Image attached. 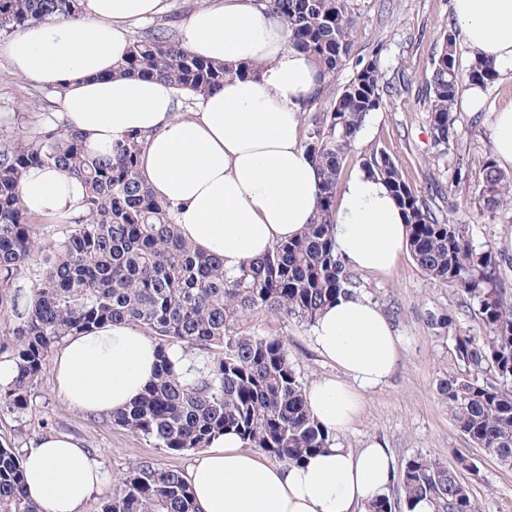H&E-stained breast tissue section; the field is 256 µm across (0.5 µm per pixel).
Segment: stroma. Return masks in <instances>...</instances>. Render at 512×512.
I'll return each mask as SVG.
<instances>
[{
    "label": "stroma",
    "instance_id": "stroma-1",
    "mask_svg": "<svg viewBox=\"0 0 512 512\" xmlns=\"http://www.w3.org/2000/svg\"><path fill=\"white\" fill-rule=\"evenodd\" d=\"M350 4L357 27L350 57L332 84L333 92H340L354 76L359 60L375 55L386 79L404 80L405 86L367 116L345 173L359 170L363 155L379 145L393 154L421 198H431L433 185L450 187L440 207L456 223L468 225L475 243L493 246L502 261L500 276L512 289V253L498 246L501 239L512 236V210L482 215L475 207L478 160L493 150L488 130L493 111L512 106V78L487 84L480 107L458 111V148L439 156L431 147L421 86L444 30L458 26L451 0H350ZM33 90V84L15 72L0 53V113L28 112ZM355 279L360 284L359 295L377 304L391 321L402 348L390 378L366 391L363 410L353 426L336 433L337 445L356 450L377 439L400 465L420 454L447 464L466 457L473 467L462 471L461 479L482 512H512V466L474 447L456 427L438 391L441 380L464 373L455 351L456 339L480 333L477 316L461 309L455 288L429 279L407 253L401 255L391 274L359 271ZM444 314L452 315V325L438 324V317ZM240 327L248 334L283 339L304 385L337 374L316 351L309 326L258 311L247 314ZM57 434L81 441L109 478L103 491L85 502L82 512H100L118 477L138 460L183 471L194 459L190 453L172 454L155 447L142 436L103 423L100 416L69 408L58 397L54 373L49 370L37 384L27 410L13 413L0 408V445L23 454L35 439Z\"/></svg>",
    "mask_w": 512,
    "mask_h": 512
}]
</instances>
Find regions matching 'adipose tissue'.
I'll return each instance as SVG.
<instances>
[{"label": "adipose tissue", "instance_id": "adipose-tissue-1", "mask_svg": "<svg viewBox=\"0 0 512 512\" xmlns=\"http://www.w3.org/2000/svg\"><path fill=\"white\" fill-rule=\"evenodd\" d=\"M164 10L165 0H86L79 20L26 25L0 51L31 81L62 90L63 124L91 147L144 135L140 170L148 186L174 205L182 237L232 272L299 236L314 217L319 175L304 149L303 115L318 70L267 0H217L181 23L180 48L235 69L258 67L260 76L226 78L197 111L175 115L164 81L115 73L131 45V23ZM453 10L477 55L512 73V0H453ZM84 197L82 182L57 168L30 169L21 181V205L35 217L78 214ZM332 237L348 267L394 271L408 231L384 180L350 175L339 189ZM313 339L337 375L310 386L308 406L328 431L348 430L365 392L392 375L400 338L377 305L348 294L321 311ZM158 353L140 328L101 323L66 338L54 358L55 388L71 408L112 414L141 395ZM23 469L26 494L42 512H81L106 483L81 442L64 434L38 439ZM395 470L378 441L357 451L332 445L288 465L228 432L184 479L198 512H367Z\"/></svg>", "mask_w": 512, "mask_h": 512}]
</instances>
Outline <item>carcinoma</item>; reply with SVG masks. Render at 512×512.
<instances>
[{
	"label": "carcinoma",
	"instance_id": "cac0c4a2",
	"mask_svg": "<svg viewBox=\"0 0 512 512\" xmlns=\"http://www.w3.org/2000/svg\"><path fill=\"white\" fill-rule=\"evenodd\" d=\"M284 18L292 44L310 57L320 84L307 102L305 150L319 172V197L304 233L276 245L264 257L228 274L224 264L184 240L174 207L157 198L139 170L143 137L131 134L109 152L55 122L30 135L0 139V353L8 352L15 378L0 387V406L22 412L42 379L53 349L67 336L109 320L140 327L160 347L155 379L112 424L142 435L171 453L205 448L235 432L244 447L296 463L329 445L328 431L311 415L305 387L289 359L286 342L238 329L256 310L314 324L321 309L357 287L336 254L331 228L342 168L366 117L384 96L398 91L385 81L378 60L366 61L328 107L320 102L349 57L356 16L348 0H269ZM81 0H0V35L35 22L77 19ZM116 73L159 77L176 93L199 98L234 73L222 64L177 47L172 30L148 28L132 41ZM498 77L474 56L467 68L457 58V32L443 33L423 75L431 146L448 153L458 141L455 105L464 82L486 85ZM362 169L382 178L401 205L409 228L407 250L429 278L448 283L477 307L483 334L456 341L468 368L439 383V393L458 427L474 445L512 464V296L498 275L492 247H476L466 225L418 196L390 152L376 147ZM54 167L80 178L84 210L51 246L40 249L42 272L31 279L30 300L17 320L11 288L24 277L34 251L32 216L20 206L23 174ZM477 210L512 206V174L494 160L482 162ZM189 346L203 358L183 369L169 356ZM427 456L399 469L397 495L403 512L427 499L434 512H479L460 471ZM0 512H41L24 490L23 459L0 446ZM101 512H197L191 490L177 470L140 461L120 478V491Z\"/></svg>",
	"mask_w": 512,
	"mask_h": 512
}]
</instances>
